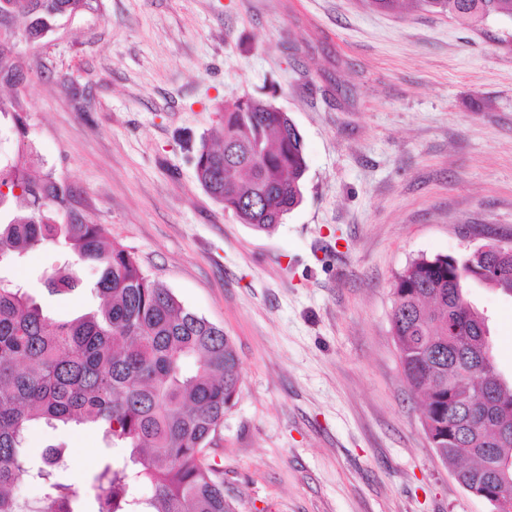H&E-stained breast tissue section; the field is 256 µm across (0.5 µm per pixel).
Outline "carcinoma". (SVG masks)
I'll use <instances>...</instances> for the list:
<instances>
[{
    "mask_svg": "<svg viewBox=\"0 0 512 512\" xmlns=\"http://www.w3.org/2000/svg\"><path fill=\"white\" fill-rule=\"evenodd\" d=\"M98 0H0V118L11 122L17 152L0 158V266L21 262L51 242L66 260L44 277L50 294L79 280L69 266L92 263L99 305L69 320L44 314L23 286L0 277V512H236L224 497V473L211 462L224 414L241 387L239 361L224 329L184 306L150 278L133 253L108 241L102 224L75 207L64 180L30 174L24 70L18 45L46 39L60 21ZM378 11L408 6L462 21L512 17V0H364ZM220 142L202 138L194 159L200 186L242 224L269 231L303 200V139L286 112L246 95L217 107ZM464 256H422L393 283L392 332L404 375L424 395L423 427L453 469L480 470L506 492L495 462L512 458L511 438L468 428L465 393H481L495 424L512 428V388L478 368L485 342L457 278ZM495 290L512 296V263L499 265ZM50 428L86 425L125 449L93 474L88 510L78 487L60 481L64 457L48 448L36 460L26 448L35 422ZM25 482L41 484L36 502L18 497ZM148 486L152 494L137 498Z\"/></svg>",
    "mask_w": 512,
    "mask_h": 512,
    "instance_id": "obj_1",
    "label": "carcinoma"
}]
</instances>
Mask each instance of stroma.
I'll use <instances>...</instances> for the list:
<instances>
[{"label":"stroma","mask_w":512,"mask_h":512,"mask_svg":"<svg viewBox=\"0 0 512 512\" xmlns=\"http://www.w3.org/2000/svg\"><path fill=\"white\" fill-rule=\"evenodd\" d=\"M28 140L110 240L221 326L241 392L210 455L238 512H491L440 459L391 333L392 284L411 260L512 239V18L471 25L363 0H102L42 42ZM250 94L304 144L301 205L258 232L196 180L215 106ZM51 244L0 275L67 320L96 306V275L48 294ZM490 317L512 378V299ZM85 487L100 432L35 426Z\"/></svg>","instance_id":"35a3bbf8"}]
</instances>
